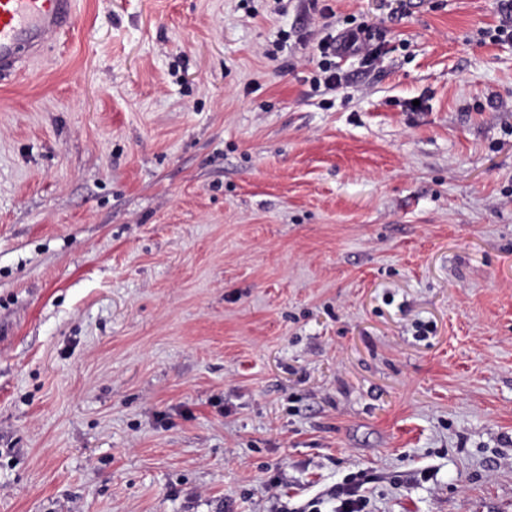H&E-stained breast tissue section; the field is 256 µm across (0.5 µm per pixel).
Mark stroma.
<instances>
[{
  "instance_id": "obj_1",
  "label": "stroma",
  "mask_w": 512,
  "mask_h": 512,
  "mask_svg": "<svg viewBox=\"0 0 512 512\" xmlns=\"http://www.w3.org/2000/svg\"><path fill=\"white\" fill-rule=\"evenodd\" d=\"M78 0L0 81V512H512L500 0ZM278 482L277 493L268 486ZM375 34L367 26L360 25L342 30L333 36L327 34L317 43L320 52L319 74L314 78L315 88L323 84L326 90H336L343 81V75L338 70L336 58L344 55H363L367 59L374 58L377 48H373L372 41Z\"/></svg>"
}]
</instances>
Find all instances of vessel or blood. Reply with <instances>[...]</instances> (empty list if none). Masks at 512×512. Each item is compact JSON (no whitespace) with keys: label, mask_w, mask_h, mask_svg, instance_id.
<instances>
[{"label":"vessel or blood","mask_w":512,"mask_h":512,"mask_svg":"<svg viewBox=\"0 0 512 512\" xmlns=\"http://www.w3.org/2000/svg\"><path fill=\"white\" fill-rule=\"evenodd\" d=\"M76 17V0H0V78L70 30Z\"/></svg>","instance_id":"1"}]
</instances>
